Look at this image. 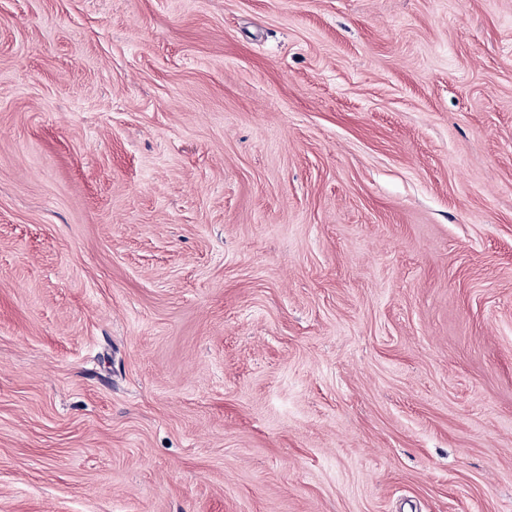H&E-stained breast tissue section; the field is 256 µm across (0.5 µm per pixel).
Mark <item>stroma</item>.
Masks as SVG:
<instances>
[{"mask_svg": "<svg viewBox=\"0 0 512 512\" xmlns=\"http://www.w3.org/2000/svg\"><path fill=\"white\" fill-rule=\"evenodd\" d=\"M0 512H512V0H0Z\"/></svg>", "mask_w": 512, "mask_h": 512, "instance_id": "obj_1", "label": "stroma"}]
</instances>
